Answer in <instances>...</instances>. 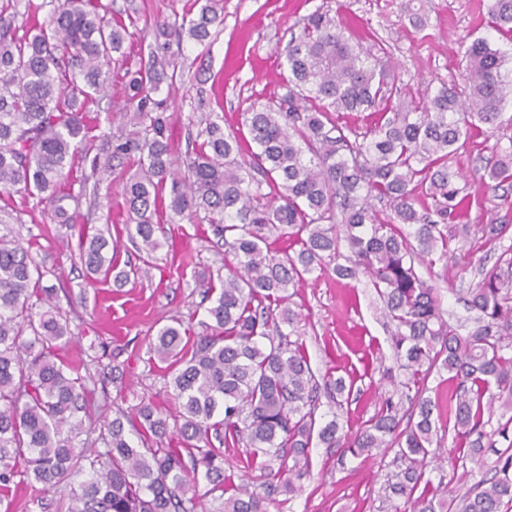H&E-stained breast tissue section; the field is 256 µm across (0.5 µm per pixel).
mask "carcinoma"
Wrapping results in <instances>:
<instances>
[{
	"label": "carcinoma",
	"instance_id": "cac0c4a2",
	"mask_svg": "<svg viewBox=\"0 0 512 512\" xmlns=\"http://www.w3.org/2000/svg\"><path fill=\"white\" fill-rule=\"evenodd\" d=\"M197 16L156 24L158 53L125 69L123 103L112 106L111 64L126 57L140 8L97 0H0V188L36 200L55 224L85 221L118 168L127 233L142 262L118 269L107 238L81 235L79 261L92 275L126 283L162 247L159 224L207 222L224 242L227 274L210 281L205 334L186 341L181 319L158 329L153 351L166 363L176 413L150 403L85 426L87 380L61 351L73 333L52 289L38 290L41 266L20 238L0 234V506L18 482L39 495L68 490V512H207L204 498L225 495L219 512H267L287 471L309 449L365 459L398 448V481L384 486L394 512H504L512 507V244L463 289L473 325L445 318L440 289L423 277L457 261L465 282L473 237L495 250L512 239V221L468 223L465 175L449 165L481 126L498 133L512 102L509 53L488 39L465 50L462 83L407 97L384 48L346 34L338 9L319 7L291 31L280 89L243 112L254 149L224 132L209 112L185 159L171 158L163 86L181 69L185 43L207 47L224 23L223 0H193ZM487 27L512 40V0L482 3ZM46 17L39 18V12ZM178 51H173L172 46ZM370 112L363 129H345L337 112ZM487 177L512 210V135L498 134ZM79 183L78 193L67 185ZM389 210L379 217L375 204ZM287 239L296 250L274 247ZM365 279L391 329L407 378L393 368L387 395L355 433L318 413L321 399L340 408L352 386L317 377L289 306V290L315 271ZM448 373V394L426 395L432 373ZM451 452L483 477L452 493L427 475L441 412ZM138 435L132 444L125 426ZM178 446L164 447L169 432ZM97 437H92V434ZM103 444L104 450L97 449ZM247 447L244 464L267 478L260 488H224V454L215 444ZM190 450L185 462L181 449ZM495 459H490V456ZM293 466L286 467V459ZM88 471L90 477H75ZM211 488L199 490L200 480Z\"/></svg>",
	"mask_w": 512,
	"mask_h": 512
}]
</instances>
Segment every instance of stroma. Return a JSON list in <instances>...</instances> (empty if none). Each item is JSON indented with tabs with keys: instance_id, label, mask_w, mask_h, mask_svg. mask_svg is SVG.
I'll use <instances>...</instances> for the list:
<instances>
[{
	"instance_id": "35a3bbf8",
	"label": "stroma",
	"mask_w": 512,
	"mask_h": 512,
	"mask_svg": "<svg viewBox=\"0 0 512 512\" xmlns=\"http://www.w3.org/2000/svg\"><path fill=\"white\" fill-rule=\"evenodd\" d=\"M224 24L207 49L184 47L183 76L169 93V125L175 154L189 148L188 120L205 112L223 115L225 130L240 128L250 98L266 99L279 89L282 52L289 29L331 0H223ZM480 0H345L344 18L355 38L366 47L386 48L403 84L414 96L453 84L465 65L464 48L487 36ZM144 38L134 51L148 56L154 43L155 21L186 13L189 0H137ZM424 8L428 23L415 30L408 14ZM494 138L476 133L456 155L472 185L469 221L494 218L497 199L479 181L495 160ZM0 210L20 215L18 231L31 241L32 253L42 267L41 285L55 289L64 315L76 336L65 359L95 376L91 414L114 415L140 402L174 410L172 389L164 365L154 354L152 340L171 318L184 321L189 336L202 334L206 321L203 300L206 282L224 263L208 224H165L148 278L125 287L91 281L78 261L77 238L62 240L32 200L0 192ZM126 213L119 186L102 199L90 225L109 227L119 263L135 260L125 230ZM292 306L301 312L303 340L317 374L353 380L348 404L339 423L353 431L378 410L381 387L379 366L391 363L390 336L376 310L374 298L360 280H341L332 272L309 278L293 295ZM393 452L368 459L346 458L337 463L327 449L309 454V476L296 495H279L268 512H385L379 487L396 471Z\"/></svg>"
}]
</instances>
